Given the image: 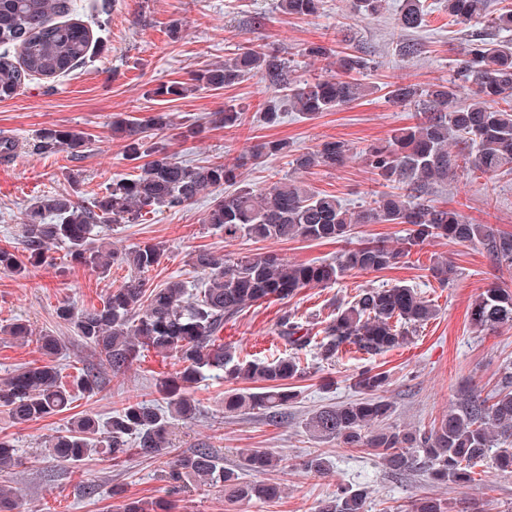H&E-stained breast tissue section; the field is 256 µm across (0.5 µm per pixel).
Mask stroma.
<instances>
[{
	"label": "stroma",
	"mask_w": 512,
	"mask_h": 512,
	"mask_svg": "<svg viewBox=\"0 0 512 512\" xmlns=\"http://www.w3.org/2000/svg\"><path fill=\"white\" fill-rule=\"evenodd\" d=\"M425 2L426 25L409 31L395 21L399 0H390L378 16L353 13L349 0H323L320 14L309 19L283 14L276 0H76V19L91 26L93 33L85 63L56 78L27 81L12 99L0 101V140L17 144L13 154L0 155V245H18L23 215L37 197L72 192L87 205L114 179L133 174L132 163L123 156L124 142L112 132L116 117L143 122L167 114L169 152L193 165L231 161L274 139L288 140L297 153L331 138L358 148L387 139L394 129L413 123L416 115L414 107L389 101V86L425 88L453 79L472 32L471 27L450 23L442 0ZM339 34L346 38L345 48L366 55L372 67L361 77L370 94L337 111L309 117L289 110L279 124L266 125L262 111L274 91L257 75L228 88L194 89L180 97L153 93L158 85L189 81L198 70L223 63L247 45L280 50L293 60L297 79L304 80L330 67L327 60L302 57L304 46L329 42ZM408 41L421 44L419 56H401L399 48ZM227 106L240 112V125L211 124L212 113ZM47 127L86 133L87 152L74 159L65 152L34 151L36 134ZM300 178L352 209L382 189L358 158L336 168H314ZM435 199L470 223L492 224L512 233V175L454 179L436 187ZM209 203L205 197L148 214L136 224L100 225L95 242L115 252L141 242L162 243L165 256L147 275L150 288L195 280L188 259L198 250L233 257L273 253L293 263L331 262L341 250L332 242L225 238L204 222ZM440 256L457 270L454 281L444 288L429 272ZM54 257V265L32 268L23 277L0 272V325L23 319L34 332H53L63 343L64 374L71 379L98 358L72 326L59 322L58 306L67 302L80 310L100 305L131 271L123 266L112 268L108 276L98 275L72 263L62 245L55 247ZM395 283L417 289L436 306L437 316L393 351L373 356L343 352L329 365L314 361L309 374L293 381L298 398L279 422H268L256 410L225 413L228 386L223 380L209 377L192 389L197 414L193 420L177 422L175 447L209 444L230 468L246 450H269L281 459L272 478L281 484L283 494L273 501L231 503L221 489L195 484L185 494L181 512H313L318 502L331 499L342 486L367 490L369 512H400L422 496L447 500L452 512H465L469 506L479 512H512V474L499 470L492 460L475 465V479L467 487L438 485L422 471L393 475L372 449L346 448L336 440L312 436L306 427L308 417L321 407L355 399L352 379L366 366L388 371V422L402 429H430L457 407L463 395L484 397L494 392L504 367L512 366V327L480 332L471 325L469 313L486 288L512 290V270L499 269L481 247L426 240L399 267L305 288L285 303L252 305L225 325L224 340L234 345L237 356H270L282 348L273 334L282 311L302 323L317 324L338 304L350 301L357 289ZM175 368L174 358L149 351L123 372L101 368V390L93 396L78 395L69 410L53 417L16 424L0 408V437L12 441L20 459L18 466L0 471V487L15 492L20 512H122L123 505L134 499H167L156 459L134 456L116 465L94 452L73 465L50 457L45 442L75 417L89 414L103 423L125 399H152L156 377ZM316 454L326 461L327 475L304 469V461ZM87 486L95 487V494H84Z\"/></svg>",
	"instance_id": "obj_1"
}]
</instances>
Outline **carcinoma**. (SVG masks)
I'll use <instances>...</instances> for the list:
<instances>
[{
	"instance_id": "1",
	"label": "carcinoma",
	"mask_w": 512,
	"mask_h": 512,
	"mask_svg": "<svg viewBox=\"0 0 512 512\" xmlns=\"http://www.w3.org/2000/svg\"><path fill=\"white\" fill-rule=\"evenodd\" d=\"M425 0H401L396 21L407 30L425 25ZM322 0H278L277 9L297 18L319 13ZM353 12L374 16L387 0H350ZM448 17L457 24H486L508 39L470 40L452 81L426 89L393 85L388 98L395 104L420 101L425 112L419 122L395 129L388 140L356 150L345 141L322 142L312 151L294 155L297 170L336 168L361 158L377 180L393 186L357 210L334 195L313 190L302 181L281 178L264 188L238 181L237 171L249 162L292 152L285 140L258 144L233 162L190 165L154 148L153 160L137 166L130 178L112 182L89 207L70 195H46L34 201L23 221L20 258L14 246L0 245V272L24 276L28 266L51 265L52 247L63 244L70 260L101 275L115 264L130 266L134 275L112 289L98 307L75 309L64 303L56 310L59 321L96 349L103 364L115 373L138 361L141 353L154 351L177 359V370L157 378L152 400H129L114 410L105 426L91 415L76 418L51 441V455L60 461H82L93 450L118 464L133 455L157 457L162 471L180 490L185 481L216 485L230 502L271 501L281 497V485L272 481L247 482L207 444L189 451L171 447L173 421L190 420L196 405L187 390L206 375L231 384L257 383L255 391L224 392V412L258 410L270 420L279 418L297 396L288 381L306 374L300 354L313 347L329 361L343 349L377 355L400 347L417 328L430 321L436 310L408 285L361 288L353 300L338 307L323 329L312 333L288 312L275 323L274 334L287 353L277 358L237 360L224 343V324L247 306L283 301L307 287L336 283L345 274L392 269L403 262L412 247L430 238L482 247L500 268H512V233L492 224H471L451 209L431 199L435 186L448 182L458 168L493 178L512 173V9L488 16L487 0H446ZM75 10L71 0H0V101L14 97L33 77L55 78L84 62L92 43L91 30L81 22H56ZM305 56L314 60L336 57V74L304 82L290 78V61L263 48L247 47L224 61L192 75V87L219 89L232 86L248 74H258L279 91H288V104L313 117L337 111L360 99L368 87L358 75L369 60L352 51L334 50L325 43H310ZM283 98L271 97L263 118L279 120ZM161 114L141 124L129 118L112 122V132L124 139V154L137 161L146 153L150 131L168 129ZM88 137L78 131L45 128L37 134L35 149L41 154L65 151L73 157L84 153ZM459 151L454 153L450 146ZM224 187L212 199L205 223L226 239L246 237L259 241L301 238L345 244L334 262L288 263L273 254L228 258L207 250L191 255L201 275L195 296L186 282L170 281L161 288H145L144 275L159 265L165 249L144 242L124 253L104 251L94 243L97 225L106 221L136 223L147 214L167 207L189 205ZM358 224H408L403 246L385 240L350 245ZM441 285L455 278V267L437 259L429 268ZM471 324L482 331L512 325V291L490 287L472 305ZM0 333L35 341L45 360L24 368L0 385V407L17 424L49 418L73 402L62 383L57 363L63 345L49 331L33 336L29 325L16 320L0 326ZM385 372L365 368L354 376L359 398L325 407L308 421L311 432L332 438L346 448H372L395 475L424 470L438 484L464 486L473 481L474 461L492 457L497 468L512 473V369L506 368L498 388L485 398L466 396L429 430H405L385 423L391 405L382 392ZM100 378L93 371L78 377L77 387L89 395L99 391ZM163 402L162 412L157 404ZM281 459L264 450L241 455V468L272 472ZM16 465L15 448L0 438V470ZM367 492L343 488L335 498L318 504L315 512H367ZM175 504L146 498L133 500L123 512H169ZM406 512H450L443 499L426 496L406 506Z\"/></svg>"
}]
</instances>
